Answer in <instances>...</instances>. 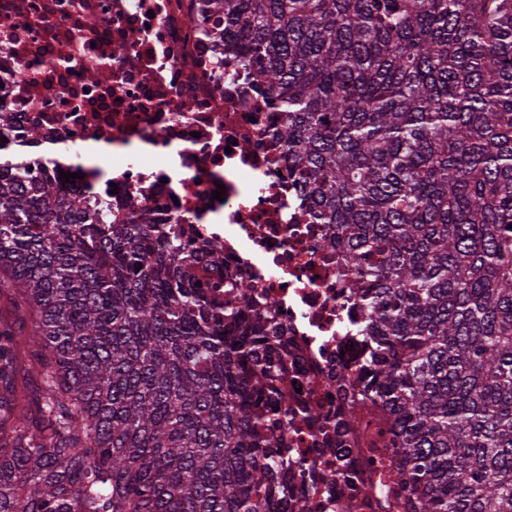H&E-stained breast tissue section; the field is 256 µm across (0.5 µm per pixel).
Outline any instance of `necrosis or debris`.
Listing matches in <instances>:
<instances>
[{
    "mask_svg": "<svg viewBox=\"0 0 512 512\" xmlns=\"http://www.w3.org/2000/svg\"><path fill=\"white\" fill-rule=\"evenodd\" d=\"M278 128L269 95L225 50L210 0H0V146L31 151L14 170L76 174L86 199L116 217L153 209L157 234L180 239L172 266H191L219 303L225 285L247 284L252 313L275 328L277 387L294 426L278 451L287 495L273 512H338L347 501L353 512H412L385 415L369 403L360 423L346 421L359 389L356 310ZM90 140L119 151L88 161L80 147ZM136 143L177 151L166 162ZM46 145L71 162L46 164ZM210 214L223 222L206 223Z\"/></svg>",
    "mask_w": 512,
    "mask_h": 512,
    "instance_id": "obj_1",
    "label": "necrosis or debris"
}]
</instances>
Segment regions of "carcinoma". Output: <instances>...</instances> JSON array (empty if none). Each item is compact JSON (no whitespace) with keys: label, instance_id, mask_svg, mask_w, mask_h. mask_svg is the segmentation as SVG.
Here are the masks:
<instances>
[{"label":"carcinoma","instance_id":"carcinoma-1","mask_svg":"<svg viewBox=\"0 0 512 512\" xmlns=\"http://www.w3.org/2000/svg\"><path fill=\"white\" fill-rule=\"evenodd\" d=\"M211 4L363 312L349 419L383 408L414 512H512V0ZM155 224L0 169V512H266L269 332Z\"/></svg>","mask_w":512,"mask_h":512}]
</instances>
